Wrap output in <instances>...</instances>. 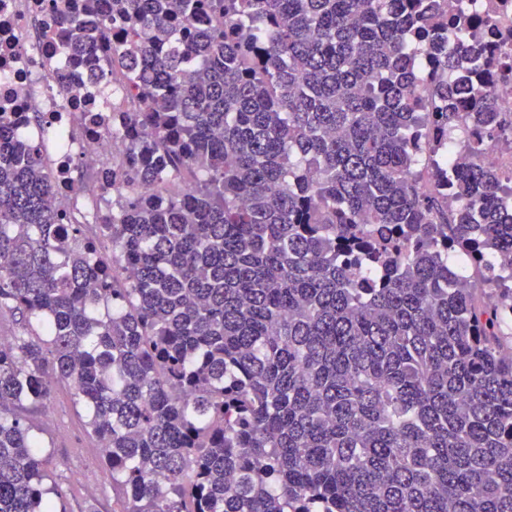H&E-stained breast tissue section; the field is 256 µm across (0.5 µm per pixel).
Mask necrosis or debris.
I'll use <instances>...</instances> for the list:
<instances>
[{
    "label": "necrosis or debris",
    "instance_id": "4bbe7bcc",
    "mask_svg": "<svg viewBox=\"0 0 512 512\" xmlns=\"http://www.w3.org/2000/svg\"><path fill=\"white\" fill-rule=\"evenodd\" d=\"M468 14H484L489 29L481 44L512 60V0H458ZM70 0H0V113L25 139L40 146L53 183V202L71 223L98 224L103 207H119L121 186L103 176L123 167L126 152L115 135L90 117L127 110L122 71H107L94 83L74 58L61 50L62 17ZM92 171L76 181L75 171Z\"/></svg>",
    "mask_w": 512,
    "mask_h": 512
}]
</instances>
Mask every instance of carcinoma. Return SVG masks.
<instances>
[{
  "label": "carcinoma",
  "instance_id": "obj_1",
  "mask_svg": "<svg viewBox=\"0 0 512 512\" xmlns=\"http://www.w3.org/2000/svg\"><path fill=\"white\" fill-rule=\"evenodd\" d=\"M450 3L66 17L84 69L122 50L125 196L84 238L0 115V512H65L31 417L59 382L123 512H512V121Z\"/></svg>",
  "mask_w": 512,
  "mask_h": 512
}]
</instances>
